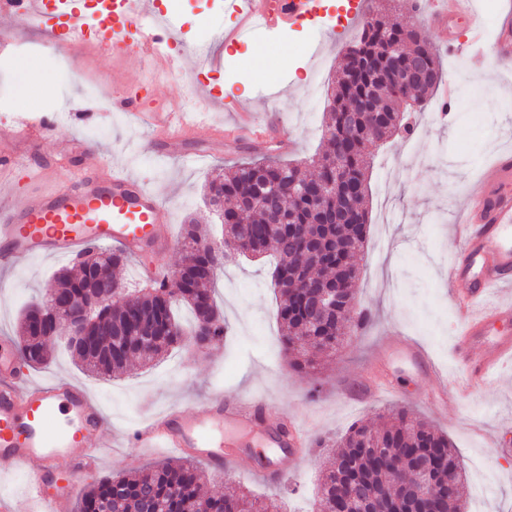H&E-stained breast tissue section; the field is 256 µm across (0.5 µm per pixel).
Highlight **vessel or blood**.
<instances>
[{"label":"vessel or blood","mask_w":512,"mask_h":512,"mask_svg":"<svg viewBox=\"0 0 512 512\" xmlns=\"http://www.w3.org/2000/svg\"><path fill=\"white\" fill-rule=\"evenodd\" d=\"M11 17L34 20L52 41L66 49L86 46L104 54H126L131 42L149 46L155 76L181 67L183 55L173 48L183 35V25L173 13L157 11L155 0H104L112 19V32L99 36L94 19L74 0H5ZM322 0H225L237 25L224 33L233 41L258 30H274L285 23H314ZM438 26L460 20L465 24L468 46L491 47L502 62L512 61V12L500 22L493 43H486L484 25L472 0H447L433 12ZM115 109L144 113L139 95L114 82ZM493 180L470 186L453 203L457 215L450 232L457 248L448 265L450 299L463 321L457 357L466 366L465 378L435 396V403L474 395L495 375L501 360L512 355V337L487 342L488 328L512 318V154L499 156ZM166 206L152 190L126 171L109 168L105 181L79 177L74 183L39 195L27 196L0 209V268L32 258L75 257L90 249L112 245L137 253L151 248L167 253L173 236L163 220ZM394 357L422 364L437 381L446 376L419 343L401 336L384 337L376 360ZM13 345L0 344V459L33 463L30 487L42 492L60 462L76 471H93L109 426L104 415L82 387L56 379L33 383L17 364ZM267 399L252 395L227 399L217 394L204 404L187 408L170 406L139 427L133 440L140 448H170L207 462L215 470L229 468L235 457V439L226 437L230 427L260 429L280 448L294 445L296 425L280 427L266 414Z\"/></svg>","instance_id":"obj_1"}]
</instances>
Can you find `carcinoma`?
<instances>
[{"label": "carcinoma", "instance_id": "cac0c4a2", "mask_svg": "<svg viewBox=\"0 0 512 512\" xmlns=\"http://www.w3.org/2000/svg\"><path fill=\"white\" fill-rule=\"evenodd\" d=\"M386 6H375L360 17L359 35L346 46L344 64L328 95V122L322 130L323 151L311 162L317 174L309 176L304 164H283L274 159L246 162L222 179L210 182L224 190V214L234 222L224 224V237L234 238L241 225L253 230V255L271 256L275 264L270 273L271 286L280 294L279 320L284 328L282 348L288 365L295 371L310 368L314 355L336 348L350 332L365 328L370 316L349 319L344 310L336 312L309 340L308 347L297 346L301 337L308 336L307 293L301 284L316 288L350 290L358 279L355 256L367 240L368 211L366 172L369 167L368 148L371 144L393 136L401 126L402 97H384L372 101L371 88L380 84L398 62L419 55L431 72L429 81L412 86L403 97L416 101L424 98L442 82L443 72L436 49L424 42L418 29L393 22L385 15ZM344 148L343 166L348 194H338L331 184L336 173L320 169L333 145ZM298 181L319 187L320 194L284 195L271 207L256 203L259 190L270 182ZM283 222L304 228L305 237L288 239L289 231L278 236L265 232L269 224ZM201 232L200 222L192 219L183 225L180 240L183 255H193ZM131 256L121 249H90L85 253L79 272L63 269L55 276V284L46 290L47 302L84 297L99 292L98 269L107 265L115 270L126 266ZM199 271L186 278L180 293L168 290V284L151 286V291L133 300L110 298L100 310L101 320L112 325V340L99 335L97 326L89 329L95 351L88 354L71 346L69 351L78 366L96 374L122 370L131 360L146 362L184 343L178 335L182 325L175 319L174 308L185 304L194 316L193 329H206L211 343L224 338L227 326L219 319L211 285L215 275L207 273V261L197 260ZM23 337L19 354L25 363L41 366L48 362L47 340L51 338L52 320L41 326V335H33L28 314H23ZM380 427L353 425L336 441L341 451L335 463L350 462L351 468L343 491L362 485L384 496L391 487L390 474L396 469L402 475L414 477L413 457L430 455L434 468L432 479L441 488L439 512H462L463 489L466 480L455 448L448 435L412 416L409 409L395 407L382 414ZM372 435L382 448L378 454H362L361 440ZM203 471L188 459L174 463L154 464L134 474H116L101 478L84 492L76 512H197L204 504L210 512H280L273 499H259L242 489L207 498L201 497ZM336 470H331L320 485L316 512H336Z\"/></svg>", "mask_w": 512, "mask_h": 512}]
</instances>
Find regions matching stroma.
Segmentation results:
<instances>
[{"label":"stroma","mask_w":512,"mask_h":512,"mask_svg":"<svg viewBox=\"0 0 512 512\" xmlns=\"http://www.w3.org/2000/svg\"><path fill=\"white\" fill-rule=\"evenodd\" d=\"M168 2L184 23L180 50L186 67L153 90L145 83L140 47L125 57L90 50L71 54L47 46L37 28L0 14V28L11 30L10 39L0 47V203L54 190L81 175L116 166L131 170L171 208L173 235H180L191 216L217 225L206 202L207 183L243 156L266 154L267 144L245 134L228 142L201 129L182 145L181 156H165L150 143L152 122L113 110L108 82L115 76L134 86L159 112L194 107L188 74L214 76L233 89L224 98L223 112L216 115L218 125L232 124L240 111L258 121L278 117L280 134L296 144L284 154V161H305L318 152L328 87L342 65L343 47L359 30L355 24L338 29L336 0H325L323 24L260 30L235 42L229 52L219 36L231 20L224 0ZM409 2L397 0L390 18L419 26L422 37L437 45L444 73L455 82L454 115L437 122L433 102H422L408 112L411 134L369 148L374 161L368 174L369 233L357 258L353 309L368 310L371 326L348 336L342 348L321 357L314 369L292 370L282 356L269 265L263 259L240 257L226 263L215 283L220 317L229 327L218 346L200 351L189 342L145 367L101 378L85 374L61 344L50 341L52 357L46 365L29 368L31 380L68 379L83 386L112 428L96 472L80 475L70 464L60 463L57 480L72 484V499H79L98 478L170 459V452L162 448L130 447L125 431L170 405H193L221 390L228 395H265L273 418L307 426L311 438H324L325 443L307 459H284L287 483H262L256 475L267 470L277 451L268 447L262 434L246 433L230 469L208 470L203 494L236 485L270 496L285 485L289 512H309L331 465L336 438L353 423L372 424L398 403L447 433L463 467L480 457L494 474L484 501L467 502L465 512H512V360L474 398L438 409L430 405L438 383L422 368L400 359L387 368L399 385L400 399L379 392L367 400L361 394L364 383L374 376L375 349L389 331L425 344L449 382L462 378L454 355L459 318L443 284L454 250L448 236L453 220L448 203L461 198L472 179L490 175L493 157L512 151V64L466 50L448 52L439 44L441 30L411 13ZM199 44L210 47V60L197 59L194 48ZM26 53L38 55L49 86L19 66V57ZM249 70L255 77L243 82L242 75ZM278 75L284 78L279 88L259 97V82ZM20 113L33 124L47 117L54 124L39 139L8 140ZM77 267L74 259L46 258L0 269V338H17L23 305L42 298L60 270ZM29 471V465L0 459V502L9 503L11 512L36 510L27 497Z\"/></svg>","instance_id":"obj_1"}]
</instances>
